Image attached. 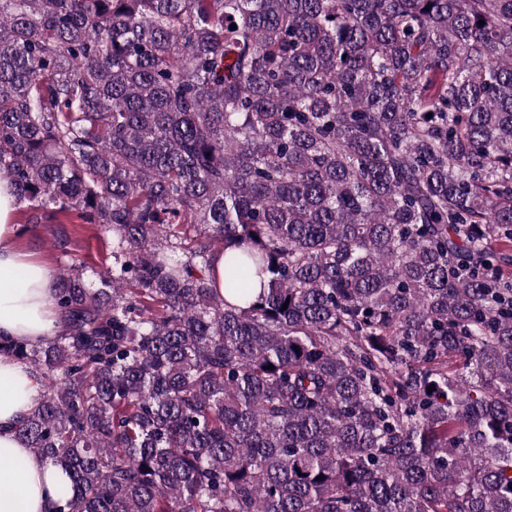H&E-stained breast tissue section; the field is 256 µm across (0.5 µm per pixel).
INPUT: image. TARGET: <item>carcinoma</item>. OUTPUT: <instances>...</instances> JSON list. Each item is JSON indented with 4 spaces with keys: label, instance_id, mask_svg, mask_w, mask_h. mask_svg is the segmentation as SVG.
<instances>
[{
    "label": "carcinoma",
    "instance_id": "cac0c4a2",
    "mask_svg": "<svg viewBox=\"0 0 512 512\" xmlns=\"http://www.w3.org/2000/svg\"><path fill=\"white\" fill-rule=\"evenodd\" d=\"M1 179L57 512H512V0H0ZM15 220L19 228L24 225L23 216L19 212L15 215L10 184L0 180L2 346L9 341L35 344L62 331V318L53 300L56 292L53 273L82 263L89 267L88 276H92L90 267L112 268V234L102 232L97 224H84L75 217L72 223L27 224L28 230L17 239L21 250L16 244Z\"/></svg>",
    "mask_w": 512,
    "mask_h": 512
}]
</instances>
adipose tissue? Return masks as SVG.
I'll list each match as a JSON object with an SVG mask.
<instances>
[{"label":"adipose tissue","mask_w":512,"mask_h":512,"mask_svg":"<svg viewBox=\"0 0 512 512\" xmlns=\"http://www.w3.org/2000/svg\"><path fill=\"white\" fill-rule=\"evenodd\" d=\"M15 197L0 180V346L32 344L59 334L52 270L16 244ZM41 379L29 366L0 349V512H55L60 470L26 448L16 426L35 404Z\"/></svg>","instance_id":"ef3b65f1"}]
</instances>
